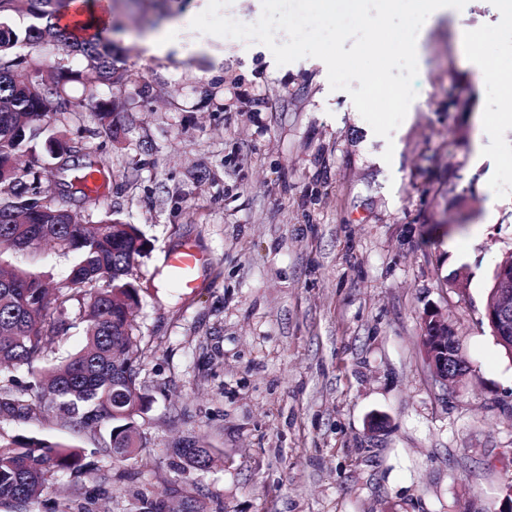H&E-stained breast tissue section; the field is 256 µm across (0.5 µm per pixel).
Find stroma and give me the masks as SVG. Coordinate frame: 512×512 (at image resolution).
<instances>
[{"mask_svg": "<svg viewBox=\"0 0 512 512\" xmlns=\"http://www.w3.org/2000/svg\"><path fill=\"white\" fill-rule=\"evenodd\" d=\"M110 3L130 77L111 94L126 135H92L82 112L69 136L109 162L82 220L112 211L153 246L133 267L153 461L115 462L97 434L50 414L0 420V439L69 443L94 468L58 474L32 512L66 500L78 512H142L147 500L172 512L188 497L196 512H499L512 484V358L484 307L512 253V191L499 189L512 178V126L483 133L478 117L512 99L480 86L457 38L478 26L485 53L512 64V24L494 0H466L427 30L388 162L323 61L280 66L262 44L200 34L196 0ZM159 27L175 50L144 56L135 32ZM187 244L208 258L192 292L165 280L166 255ZM8 260L50 282L71 263L48 246ZM458 270L466 287L451 281ZM430 307L470 366L448 388L422 345ZM195 442L215 449L212 467L174 470L173 449Z\"/></svg>", "mask_w": 512, "mask_h": 512, "instance_id": "stroma-1", "label": "stroma"}]
</instances>
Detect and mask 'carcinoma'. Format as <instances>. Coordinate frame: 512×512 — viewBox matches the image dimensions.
Returning a JSON list of instances; mask_svg holds the SVG:
<instances>
[{
	"label": "carcinoma",
	"instance_id": "obj_1",
	"mask_svg": "<svg viewBox=\"0 0 512 512\" xmlns=\"http://www.w3.org/2000/svg\"><path fill=\"white\" fill-rule=\"evenodd\" d=\"M72 0H0V255L24 250L39 239L74 254L68 274L53 289L42 276L23 268L0 270V367L34 368L53 344L68 335L69 320L54 315L75 298L84 304L86 343L76 353L40 371L21 390L0 386V418L31 419L53 411L74 428L107 426L105 451L122 462L151 452L141 444L138 417L148 409L138 387L149 348L134 333L130 309L139 305L140 283L131 278L135 257L151 248L133 224L105 213L82 224L71 206L88 198L80 180L70 177L66 145L68 116L91 114L93 134L122 142L124 127L99 88L120 90L129 75L118 65L114 42L97 34L74 35L58 23ZM54 44L63 56L47 60L24 48ZM77 59L82 68L74 69ZM71 82L83 84L78 102L65 97ZM43 140L58 176V194L42 190L38 175L16 167L18 157ZM81 171L108 168L99 154L86 152ZM179 468L203 470L212 449L192 445L174 449ZM83 474L82 449L24 435L0 440V503L25 509L48 488L56 471Z\"/></svg>",
	"mask_w": 512,
	"mask_h": 512
}]
</instances>
